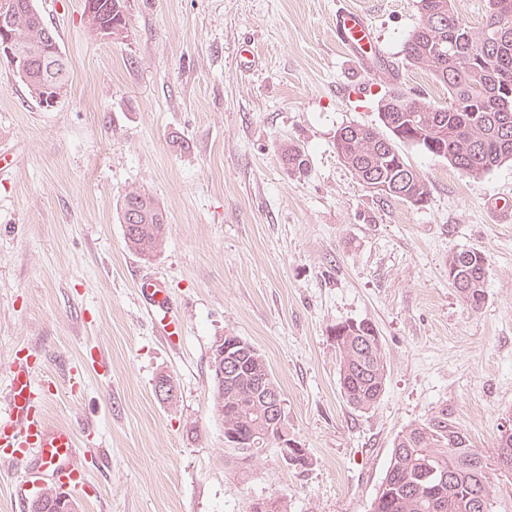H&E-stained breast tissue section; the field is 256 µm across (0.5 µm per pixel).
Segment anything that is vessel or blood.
<instances>
[{"label":"vessel or blood","mask_w":512,"mask_h":512,"mask_svg":"<svg viewBox=\"0 0 512 512\" xmlns=\"http://www.w3.org/2000/svg\"><path fill=\"white\" fill-rule=\"evenodd\" d=\"M337 37L349 56L368 64L376 54L371 26L365 13L339 9L336 15ZM138 288L155 320L158 331L174 336L180 322L172 313V300L164 283L144 278ZM47 394L27 360L15 359L9 370L5 408L0 411V459H30L32 468L25 473L17 489L18 497H27L51 478L67 484L77 472L82 448L77 432L66 425L48 424L44 417Z\"/></svg>","instance_id":"b4317fda"}]
</instances>
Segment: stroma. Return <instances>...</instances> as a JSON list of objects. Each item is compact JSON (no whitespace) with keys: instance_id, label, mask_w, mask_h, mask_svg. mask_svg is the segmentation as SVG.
I'll return each mask as SVG.
<instances>
[{"instance_id":"obj_1","label":"stroma","mask_w":512,"mask_h":512,"mask_svg":"<svg viewBox=\"0 0 512 512\" xmlns=\"http://www.w3.org/2000/svg\"><path fill=\"white\" fill-rule=\"evenodd\" d=\"M34 4L72 82L46 109L0 62V147L15 159L0 175V397L22 353L51 381L47 421L89 435L80 512H250L278 489L288 512H370L397 434L443 408L495 448L512 425V223L496 214L512 209V162L468 178L401 146L429 186L415 206L362 185L336 152L337 130L376 123L390 85L447 101L402 63L416 0H125L114 43L88 30L85 0ZM341 7L367 13L370 65L338 44ZM287 144L307 173L284 164ZM132 191L168 219L148 260L125 244ZM472 248L489 260L477 311L448 283L449 254ZM138 271L169 288L176 343L158 336ZM361 320L387 380L360 412L339 391L334 328ZM226 334L263 354L307 470L271 451L245 474L225 465L210 357ZM162 374L175 403L155 393Z\"/></svg>"}]
</instances>
